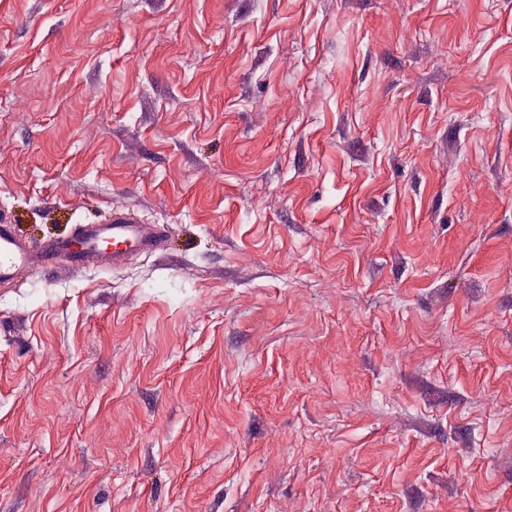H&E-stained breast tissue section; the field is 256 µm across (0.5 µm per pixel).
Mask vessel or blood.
I'll return each instance as SVG.
<instances>
[{
	"mask_svg": "<svg viewBox=\"0 0 512 512\" xmlns=\"http://www.w3.org/2000/svg\"><path fill=\"white\" fill-rule=\"evenodd\" d=\"M163 230L139 223L131 214L113 213L105 224L79 226L68 238L31 242L17 236L8 220H0V282L13 280L21 271L39 265L56 267L67 262L80 268L94 263L103 270L123 265L129 258L161 249Z\"/></svg>",
	"mask_w": 512,
	"mask_h": 512,
	"instance_id": "1",
	"label": "vessel or blood"
}]
</instances>
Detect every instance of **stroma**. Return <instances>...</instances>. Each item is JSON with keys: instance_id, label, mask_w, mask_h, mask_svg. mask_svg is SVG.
Here are the masks:
<instances>
[{"instance_id": "stroma-1", "label": "stroma", "mask_w": 512, "mask_h": 512, "mask_svg": "<svg viewBox=\"0 0 512 512\" xmlns=\"http://www.w3.org/2000/svg\"><path fill=\"white\" fill-rule=\"evenodd\" d=\"M118 209L0 284V512H512V0H0V217ZM163 230L156 224H139L128 213L113 212L106 224L80 225L72 237L31 242L17 236L7 218L0 220V282H10L36 265L55 268L62 259L79 269L87 262L112 270L129 258L161 249ZM112 245V249L108 246Z\"/></svg>"}]
</instances>
